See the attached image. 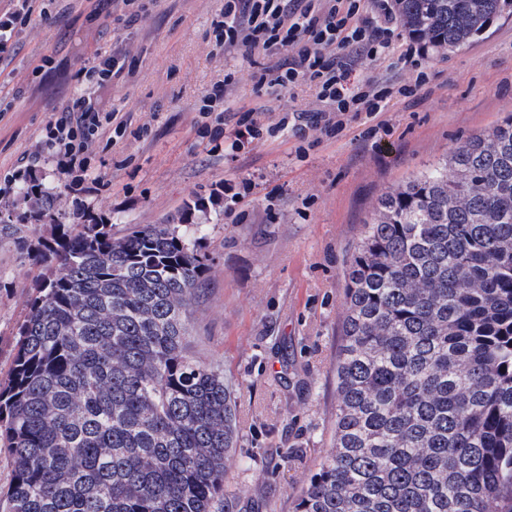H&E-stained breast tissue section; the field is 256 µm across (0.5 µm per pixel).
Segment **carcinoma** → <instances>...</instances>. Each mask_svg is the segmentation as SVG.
Instances as JSON below:
<instances>
[{
    "label": "carcinoma",
    "instance_id": "1",
    "mask_svg": "<svg viewBox=\"0 0 512 512\" xmlns=\"http://www.w3.org/2000/svg\"><path fill=\"white\" fill-rule=\"evenodd\" d=\"M394 3L436 49L512 13ZM59 228L0 381L7 512H229L234 403L185 348L203 258L169 224ZM343 278L333 446L294 512H512V113L382 193Z\"/></svg>",
    "mask_w": 512,
    "mask_h": 512
}]
</instances>
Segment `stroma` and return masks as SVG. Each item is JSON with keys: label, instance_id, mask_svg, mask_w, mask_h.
Instances as JSON below:
<instances>
[{"label": "stroma", "instance_id": "35a3bbf8", "mask_svg": "<svg viewBox=\"0 0 512 512\" xmlns=\"http://www.w3.org/2000/svg\"><path fill=\"white\" fill-rule=\"evenodd\" d=\"M0 55V380L7 379L20 323L42 268L37 239L50 240L67 215L30 224L5 189L45 124L77 89L97 56L125 54L135 74L93 95L128 120L123 137L103 135L85 174L93 194H73L47 160L44 188L70 208L124 233L133 224H171L207 266L190 310L188 352L219 368L235 395V446L224 483L234 512H293L333 445L336 354L341 342L343 267L376 197L468 136L512 113V17L470 47L427 49L420 99L384 113L374 138L351 130L297 154L281 135L244 145L234 160L197 125L202 98L225 72L238 78L233 111L252 107L259 66L242 51L217 50L212 22L224 0H144L143 19L121 22L120 0H45ZM53 67L40 68L42 58ZM249 179L239 222L224 219L225 180Z\"/></svg>", "mask_w": 512, "mask_h": 512}]
</instances>
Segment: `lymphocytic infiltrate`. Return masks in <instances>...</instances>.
I'll return each mask as SVG.
<instances>
[{"mask_svg": "<svg viewBox=\"0 0 512 512\" xmlns=\"http://www.w3.org/2000/svg\"><path fill=\"white\" fill-rule=\"evenodd\" d=\"M216 44L264 60L253 86L254 107L224 114L235 122L236 149L263 138L265 97L301 85L313 88L320 110L291 112L277 129L301 140L313 129L332 140L354 122H379L395 103L415 97L428 80L422 68L424 47L404 38L391 0H224L223 30ZM390 56L415 70L413 83L376 84L363 77L366 64ZM110 125L121 129L127 122L117 112L101 111L83 92L47 122L41 144L57 169L69 175L85 167L89 148Z\"/></svg>", "mask_w": 512, "mask_h": 512, "instance_id": "1", "label": "lymphocytic infiltrate"}]
</instances>
